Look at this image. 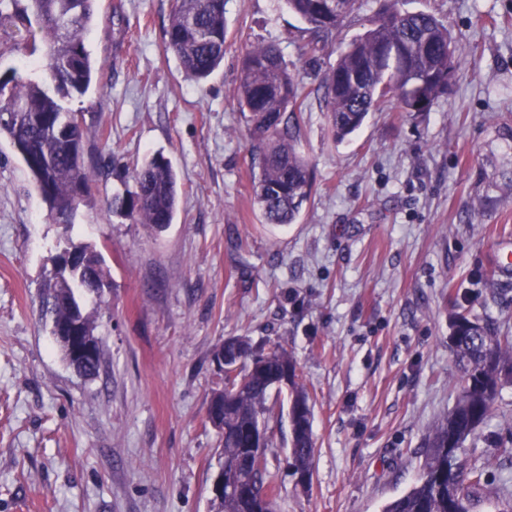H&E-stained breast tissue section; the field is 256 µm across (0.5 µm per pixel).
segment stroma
Masks as SVG:
<instances>
[{
	"mask_svg": "<svg viewBox=\"0 0 512 512\" xmlns=\"http://www.w3.org/2000/svg\"><path fill=\"white\" fill-rule=\"evenodd\" d=\"M387 0L325 40L282 0H226L223 65L195 83L165 54L172 0H98L86 41L96 71L83 112L96 171L72 224L57 223L8 141L0 142V512H218L224 460L206 420L224 384L225 338L288 351L313 405L312 480L298 484L287 416L269 423L279 512H380L420 474V450L453 408L449 319L465 308L512 335V280L491 253L512 243V0H409L458 40L446 94L426 112L394 103L333 137L323 72ZM278 44L312 89L301 150L315 188L299 220L263 223L252 195L250 128L235 95L248 44ZM178 176L161 233L109 211L155 154ZM99 252L109 277L86 298L97 377L66 362L38 296L64 248ZM512 385L466 445L503 497L512 463Z\"/></svg>",
	"mask_w": 512,
	"mask_h": 512,
	"instance_id": "35a3bbf8",
	"label": "stroma"
}]
</instances>
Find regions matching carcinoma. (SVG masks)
Listing matches in <instances>:
<instances>
[{
    "label": "carcinoma",
    "instance_id": "carcinoma-1",
    "mask_svg": "<svg viewBox=\"0 0 512 512\" xmlns=\"http://www.w3.org/2000/svg\"><path fill=\"white\" fill-rule=\"evenodd\" d=\"M283 2L309 29L326 37L358 4L343 0V10L336 14L322 8L323 0ZM398 4L390 0L375 26L348 44L315 89L337 141L354 133L378 104L395 100L405 109L420 85L433 102L454 77L456 48L448 28L429 12ZM96 21V0H0V53H21L26 71L0 79V138L10 141L49 212L67 224L73 223L94 178L85 161V129L67 102L74 93H86L92 82L95 62L86 40ZM225 42L224 0H174L164 50L186 75L208 78L224 61ZM235 93L248 113L251 152L259 159V172L252 177L254 202L264 223L293 224L314 182L313 169L298 149V112L308 93L274 43H257L246 51ZM136 180V191L112 196V212L165 230L178 208L177 176L170 161L153 156ZM79 251L90 278L59 282L48 277L41 303L52 326L77 319L91 335L94 320L76 301L74 290L95 292L106 272L97 252L87 246ZM449 342L458 368L455 406L429 435L414 486L388 502L383 512H474L483 498L495 494L482 467L466 456L465 444L493 417L502 387L512 382V336L458 310ZM267 357L262 371L243 364L234 375L224 372V387L209 400L208 421L219 410L214 426L224 456L219 512H275L276 492L266 480V458L256 454L252 429L275 417L273 377L293 359L279 348ZM312 418L309 394L295 377L288 389L293 426L289 452L293 465L308 473L315 456Z\"/></svg>",
    "mask_w": 512,
    "mask_h": 512
}]
</instances>
